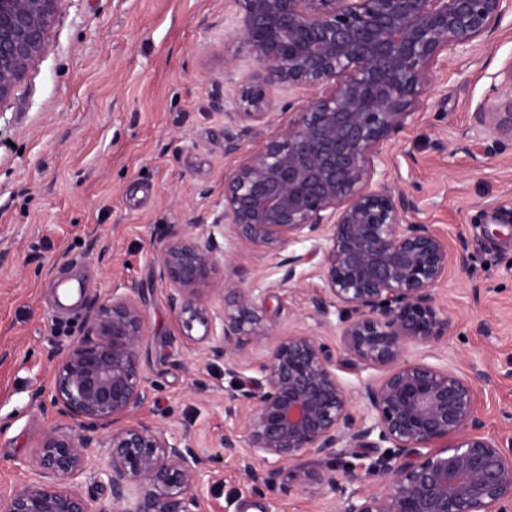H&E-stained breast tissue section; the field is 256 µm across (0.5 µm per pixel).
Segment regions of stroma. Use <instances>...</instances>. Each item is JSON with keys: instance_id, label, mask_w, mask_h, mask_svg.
<instances>
[{"instance_id": "35a3bbf8", "label": "stroma", "mask_w": 512, "mask_h": 512, "mask_svg": "<svg viewBox=\"0 0 512 512\" xmlns=\"http://www.w3.org/2000/svg\"><path fill=\"white\" fill-rule=\"evenodd\" d=\"M234 14L233 0H62L41 57L0 108V494L34 480L36 440L59 421L32 392L52 390L54 352L84 334V304L58 301L64 280L102 302L120 280L141 299L142 372L152 390L135 416L189 429L208 456L213 478L199 489V512H329L316 485H297L296 468L370 462L366 448L337 460L308 453L269 464L267 485L252 493L237 458L217 446L242 428L224 415V365L190 352L157 275L168 232L206 215L242 160L225 153L224 116L214 108L236 91L226 57L237 73L255 69L237 50ZM474 57L467 69L451 60L435 71L418 122L388 151L391 176L416 197L419 220L449 248L466 243L472 260L471 278L452 270L435 289L453 322L449 337L409 345L405 357L462 374L486 370L479 415L487 433L512 436V144L476 117L484 105L512 106L502 94L512 10ZM277 262L263 247H240L213 278L250 288L279 279ZM316 266H298L294 281L273 290L270 332L318 334L352 385L338 323L310 316Z\"/></svg>"}]
</instances>
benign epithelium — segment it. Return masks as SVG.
<instances>
[{"instance_id":"benign-epithelium-1","label":"benign epithelium","mask_w":512,"mask_h":512,"mask_svg":"<svg viewBox=\"0 0 512 512\" xmlns=\"http://www.w3.org/2000/svg\"><path fill=\"white\" fill-rule=\"evenodd\" d=\"M238 49L257 65L224 110V151L242 149L241 133L281 121L280 136L248 151L224 177L222 209L206 239L173 231L157 260L167 303L192 350L224 361L231 386L224 414L244 416L243 435L219 447L235 456L258 491L263 465L296 462L307 452L338 457L372 448L362 472L296 471L331 497L332 512H512V439L490 435L477 411L489 376L404 359L411 343L431 344L453 326L436 307L435 287L452 268L471 276L465 244L453 251L417 220L413 198L389 182L383 144L414 122L433 66L472 63L475 42L505 14L506 0H233ZM61 0H0V108L41 56ZM306 88L312 98L285 111L268 90ZM507 116L482 109L479 122L512 141V65ZM262 244L278 255L310 242L322 254V292L312 300L319 323L341 322L340 341L358 385H345L314 333L269 344L266 298L291 282L305 255L291 252L282 276L262 288L212 282L231 258L217 237ZM232 298L215 308L202 287ZM134 289L112 286L91 298L86 335L55 353L54 386L33 398L75 421L45 430L30 461L37 478L0 495V512H196L205 460L189 430L181 435L134 419L149 396L141 370L143 305ZM202 333L192 335L195 327ZM265 350L255 362L244 345ZM260 375L253 390L240 371ZM388 370L377 381L367 370ZM363 414L353 420L354 397ZM108 449L100 485L110 501L92 509L75 479L95 449ZM378 475V490L364 488Z\"/></svg>"}]
</instances>
